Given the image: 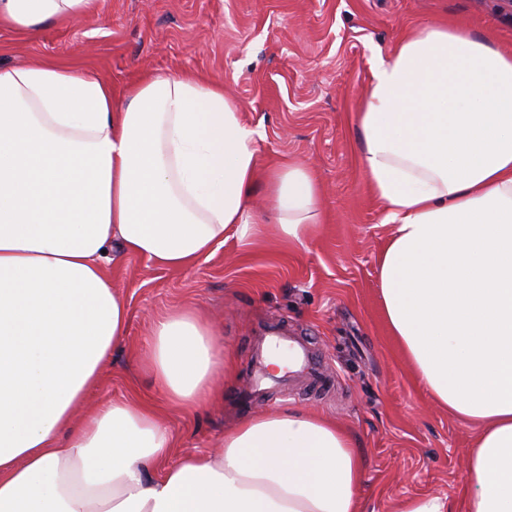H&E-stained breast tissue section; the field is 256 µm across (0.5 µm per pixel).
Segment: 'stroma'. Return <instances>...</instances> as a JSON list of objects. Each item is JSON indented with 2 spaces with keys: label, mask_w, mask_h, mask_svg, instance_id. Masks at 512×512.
Wrapping results in <instances>:
<instances>
[{
  "label": "stroma",
  "mask_w": 512,
  "mask_h": 512,
  "mask_svg": "<svg viewBox=\"0 0 512 512\" xmlns=\"http://www.w3.org/2000/svg\"><path fill=\"white\" fill-rule=\"evenodd\" d=\"M451 23L512 54V13L498 0H96L94 12L32 36L0 27L1 65L88 69L118 91L154 72L222 84L260 132V165L301 162L320 190L322 222L305 247L288 248L268 224L248 251L231 239L186 271L134 255L112 265V285L129 304L128 334L86 408L132 396L162 405L142 367L144 339L154 317L190 303L212 319L235 376L215 404L168 415L179 452H209L226 429L257 415L310 410L350 429L366 462L363 512H398L416 495L467 512L473 431L431 399L389 334L378 256L393 227L363 176L356 125L371 60L415 28ZM272 324L312 338L336 378L329 395L282 385L241 404L250 349Z\"/></svg>",
  "instance_id": "obj_1"
}]
</instances>
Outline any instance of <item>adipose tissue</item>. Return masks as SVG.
I'll return each instance as SVG.
<instances>
[{
  "label": "adipose tissue",
  "instance_id": "adipose-tissue-1",
  "mask_svg": "<svg viewBox=\"0 0 512 512\" xmlns=\"http://www.w3.org/2000/svg\"><path fill=\"white\" fill-rule=\"evenodd\" d=\"M95 0H0L31 35ZM361 165L395 232L379 257L386 321L431 397L472 426L468 512H512V56L467 28L423 27L371 65ZM258 129L222 85L150 73L122 95L95 74L0 66V512H357L349 431L285 410L177 454L157 407L86 414L129 311L107 269L185 270L250 247L264 177L279 236L304 246L319 191L300 163L260 170ZM143 364L194 410L230 358L194 308L152 322Z\"/></svg>",
  "mask_w": 512,
  "mask_h": 512
}]
</instances>
